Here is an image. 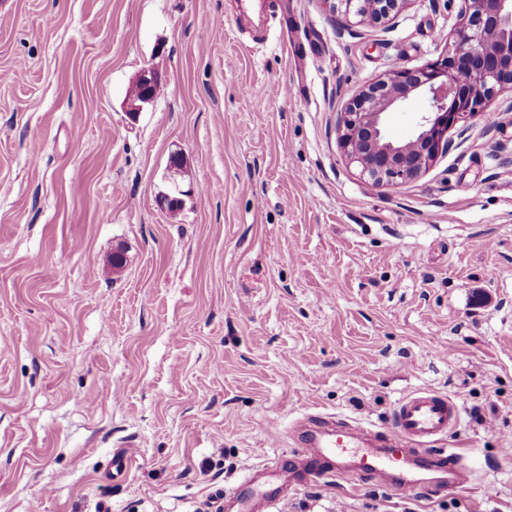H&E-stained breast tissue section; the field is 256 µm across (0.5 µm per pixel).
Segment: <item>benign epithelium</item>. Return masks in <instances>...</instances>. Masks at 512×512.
Instances as JSON below:
<instances>
[{"label": "benign epithelium", "instance_id": "1", "mask_svg": "<svg viewBox=\"0 0 512 512\" xmlns=\"http://www.w3.org/2000/svg\"><path fill=\"white\" fill-rule=\"evenodd\" d=\"M346 17L385 24L412 0H323ZM452 44L424 68L396 67L367 84L340 109L337 134L345 160L375 186L412 182L448 151V132L490 111L500 90L512 88V0H463ZM422 95L414 135L387 138L388 115Z\"/></svg>", "mask_w": 512, "mask_h": 512}]
</instances>
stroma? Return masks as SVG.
Listing matches in <instances>:
<instances>
[{"instance_id":"obj_1","label":"stroma","mask_w":512,"mask_h":512,"mask_svg":"<svg viewBox=\"0 0 512 512\" xmlns=\"http://www.w3.org/2000/svg\"><path fill=\"white\" fill-rule=\"evenodd\" d=\"M251 3L0 0V512H215L306 415L386 433L422 390L466 488L329 476L274 512H512V91L373 186L338 112L463 0L341 36L323 0Z\"/></svg>"}]
</instances>
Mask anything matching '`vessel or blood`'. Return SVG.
<instances>
[{"label":"vessel or blood","mask_w":512,"mask_h":512,"mask_svg":"<svg viewBox=\"0 0 512 512\" xmlns=\"http://www.w3.org/2000/svg\"><path fill=\"white\" fill-rule=\"evenodd\" d=\"M458 419L457 408L440 394L422 391L400 400L392 427L381 435L347 422L320 416L307 418L297 433L294 467L266 473L261 491L244 490L236 498L238 512H267L285 487L303 486L332 473L361 478L385 475L397 492L420 493L429 473L455 468L456 452L436 447Z\"/></svg>","instance_id":"b4317fda"}]
</instances>
